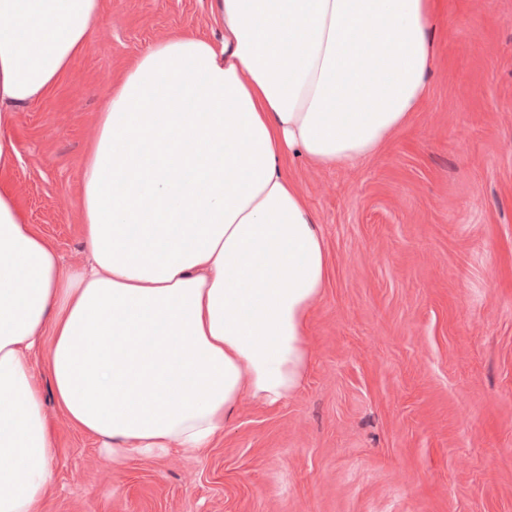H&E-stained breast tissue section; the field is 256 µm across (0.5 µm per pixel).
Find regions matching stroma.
Here are the masks:
<instances>
[{"label":"stroma","mask_w":512,"mask_h":512,"mask_svg":"<svg viewBox=\"0 0 512 512\" xmlns=\"http://www.w3.org/2000/svg\"><path fill=\"white\" fill-rule=\"evenodd\" d=\"M213 0H101L87 51L18 109L0 175L77 267L80 177L98 115L139 53L219 41ZM431 92L355 169L294 157L331 279L311 364L285 403L243 398L197 455L112 460L59 411L44 512H512V0H438Z\"/></svg>","instance_id":"obj_1"}]
</instances>
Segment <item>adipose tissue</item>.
Instances as JSON below:
<instances>
[{"instance_id": "ef3b65f1", "label": "adipose tissue", "mask_w": 512, "mask_h": 512, "mask_svg": "<svg viewBox=\"0 0 512 512\" xmlns=\"http://www.w3.org/2000/svg\"><path fill=\"white\" fill-rule=\"evenodd\" d=\"M115 84L81 175L90 262L66 268L0 188V512H43L56 456L39 373L113 459L212 447L243 396L302 386L328 248L286 173L354 168L430 94L436 0H214ZM100 0H0V172L13 111L86 50Z\"/></svg>"}]
</instances>
